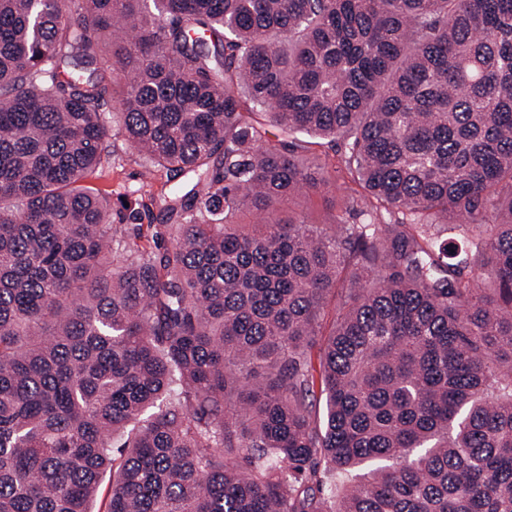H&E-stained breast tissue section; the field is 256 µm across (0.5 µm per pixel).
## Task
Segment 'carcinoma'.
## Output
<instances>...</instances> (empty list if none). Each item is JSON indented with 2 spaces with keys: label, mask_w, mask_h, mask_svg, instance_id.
Instances as JSON below:
<instances>
[{
  "label": "carcinoma",
  "mask_w": 512,
  "mask_h": 512,
  "mask_svg": "<svg viewBox=\"0 0 512 512\" xmlns=\"http://www.w3.org/2000/svg\"><path fill=\"white\" fill-rule=\"evenodd\" d=\"M113 125L176 182L121 214L155 251L85 184ZM105 479L107 512H512V0H0V512ZM336 202L331 194L312 195L303 206V212L312 224H331L336 216ZM151 218L148 216H143V219L141 222V230L140 235L138 237L134 236H124V238H120L121 242L120 245H122L121 248L130 247L131 249H139V250H151L153 248V241H152V235L155 231L154 224L156 222L150 224Z\"/></svg>",
  "instance_id": "obj_1"
}]
</instances>
